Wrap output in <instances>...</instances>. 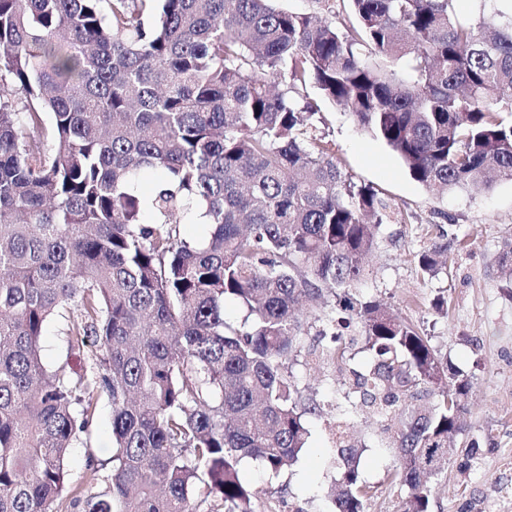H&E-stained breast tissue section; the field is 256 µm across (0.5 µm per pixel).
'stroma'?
Here are the masks:
<instances>
[{"instance_id":"obj_1","label":"stroma","mask_w":512,"mask_h":512,"mask_svg":"<svg viewBox=\"0 0 512 512\" xmlns=\"http://www.w3.org/2000/svg\"><path fill=\"white\" fill-rule=\"evenodd\" d=\"M324 115L312 136L331 143L347 180L374 188L389 205L359 285L361 296L412 323L447 358L449 368L473 381L465 401V437L477 441L479 451L467 466L451 463L433 480V512H512V294L498 270L502 245L512 237V181H498L481 193L433 196L349 112L328 103ZM441 229L461 244L441 273L427 279L417 257ZM40 346L47 365L71 373H84L95 361L91 348L69 349L54 321ZM292 370L321 406L349 409L351 439L365 448L362 474L374 487L365 512H397L401 491L387 476L393 456L376 418L358 410L359 397L344 385L338 365L329 361L315 367L300 360ZM308 427L306 447L280 479L288 487L281 512H307L310 500L321 497L337 477L329 466L333 443L327 417L311 416ZM111 459V409L102 399L89 434L71 450V484L107 491Z\"/></svg>"}]
</instances>
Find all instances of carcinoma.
Segmentation results:
<instances>
[{
  "instance_id": "obj_1",
  "label": "carcinoma",
  "mask_w": 512,
  "mask_h": 512,
  "mask_svg": "<svg viewBox=\"0 0 512 512\" xmlns=\"http://www.w3.org/2000/svg\"><path fill=\"white\" fill-rule=\"evenodd\" d=\"M349 2L340 29L273 0H0V512H278L241 462L273 480L305 447L320 406L300 356L345 364L380 419L399 512H432L430 479L467 464L477 442L448 439L471 379L355 293L388 205L307 133L330 101L433 194L512 181V0L470 17L455 0ZM195 219L202 246L180 234ZM455 246L438 232L422 274ZM304 301L333 329L321 347L302 343ZM53 320L97 369L44 365ZM102 396L106 494L68 483ZM331 431V512H365L363 449L343 420Z\"/></svg>"
}]
</instances>
